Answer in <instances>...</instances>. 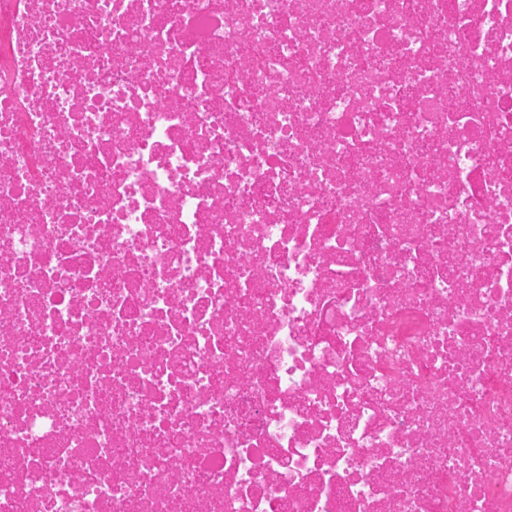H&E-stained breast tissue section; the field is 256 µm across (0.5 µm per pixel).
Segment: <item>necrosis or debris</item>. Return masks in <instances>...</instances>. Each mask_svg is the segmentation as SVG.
Instances as JSON below:
<instances>
[{
    "label": "necrosis or debris",
    "instance_id": "necrosis-or-debris-1",
    "mask_svg": "<svg viewBox=\"0 0 512 512\" xmlns=\"http://www.w3.org/2000/svg\"><path fill=\"white\" fill-rule=\"evenodd\" d=\"M0 512H512V0H0Z\"/></svg>",
    "mask_w": 512,
    "mask_h": 512
}]
</instances>
